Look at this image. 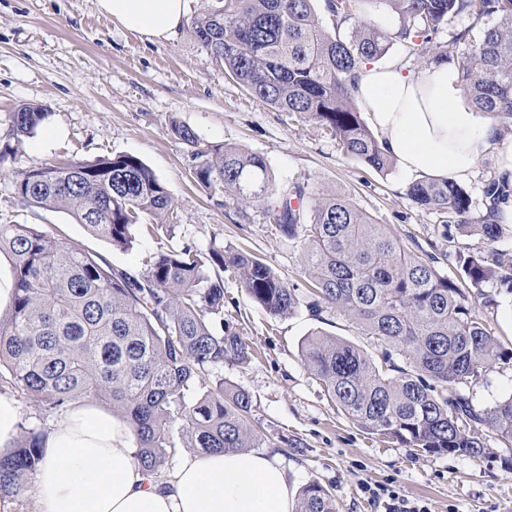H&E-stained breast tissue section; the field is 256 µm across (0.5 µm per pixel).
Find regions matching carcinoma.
I'll use <instances>...</instances> for the list:
<instances>
[{
    "label": "carcinoma",
    "mask_w": 512,
    "mask_h": 512,
    "mask_svg": "<svg viewBox=\"0 0 512 512\" xmlns=\"http://www.w3.org/2000/svg\"><path fill=\"white\" fill-rule=\"evenodd\" d=\"M314 0H208L189 31L216 65L252 96L280 112L327 128L338 148L377 171L395 158L380 147L353 96L362 65L399 43L409 56L455 66L474 111L512 126V0H326L332 29ZM398 18L392 31L356 18L357 6ZM488 20L481 35L452 55L433 42L448 18ZM47 113L24 105L11 116L15 142L36 132ZM190 149L195 181L240 207L267 206L270 223L295 244L309 277V311L343 314L368 337V350L321 331L301 344V361L346 415L376 435L408 448L479 458L487 434L512 449V396L491 407L474 404L466 387L495 365L512 364L485 320L468 304L492 282L512 293V256L455 252L462 282L439 272L448 252L432 241L413 250L376 224L350 198L312 193L309 213L292 206L307 195L297 185L269 202L273 183L265 158L236 146L203 147L187 126L172 128ZM15 198L28 208L63 211L120 248L135 234L171 236L173 200L138 157L70 160L15 174ZM407 196L442 215L443 236H477L490 247L503 233L498 203L505 185L485 187L489 204L474 217L467 189L424 177ZM13 262L14 296L0 316V368L48 412L72 402L112 404L132 427L136 463L151 475L182 449L212 453L261 448L248 424L251 395L216 387L193 401L212 368L250 359L239 334L224 329V271L238 274L253 300L272 315L296 312L300 300L261 257L190 244L148 254L138 274L90 252L71 249L28 224H0V251ZM43 433L25 432L12 455L0 457V496H17L43 458ZM295 512H336L330 492L305 485Z\"/></svg>",
    "instance_id": "1"
}]
</instances>
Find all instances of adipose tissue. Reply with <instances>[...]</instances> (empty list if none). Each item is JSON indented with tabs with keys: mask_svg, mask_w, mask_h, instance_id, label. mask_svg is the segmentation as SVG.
<instances>
[{
	"mask_svg": "<svg viewBox=\"0 0 512 512\" xmlns=\"http://www.w3.org/2000/svg\"><path fill=\"white\" fill-rule=\"evenodd\" d=\"M113 22L161 41L183 25L187 0H96ZM355 98L379 142L412 173L461 179L498 147L490 116L460 104L447 64L404 73L362 67ZM34 476L38 512H295L285 470L262 453L190 454L165 478L133 460L135 436L121 416L87 401L56 413Z\"/></svg>",
	"mask_w": 512,
	"mask_h": 512,
	"instance_id": "1",
	"label": "adipose tissue"
}]
</instances>
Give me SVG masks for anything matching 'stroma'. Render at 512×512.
I'll list each match as a JSON object with an SVG mask.
<instances>
[{"label":"stroma","instance_id":"obj_1","mask_svg":"<svg viewBox=\"0 0 512 512\" xmlns=\"http://www.w3.org/2000/svg\"><path fill=\"white\" fill-rule=\"evenodd\" d=\"M38 105L47 117L0 168V224H32L65 245L96 254L130 271L143 268L157 243L137 235L118 248L89 233L58 210L18 205L15 173L67 159L131 154L165 184L177 227L169 245L208 251L217 244L263 257L274 271L308 296V278L297 250L270 224L262 206L242 208L211 194L190 174L187 147L176 125L209 145L237 146L262 155L273 186L348 195L375 223L387 225L406 245L441 242L455 252L480 247L478 237L442 240L439 214L418 208L407 196L415 176L402 166L378 172L345 155L320 124L277 111L253 97L201 50L188 28L166 41H150L101 14L95 0H0V144L21 105ZM494 306L474 305L493 335L512 347V294L487 287ZM224 323L255 352L246 364H225L207 379L246 390L250 423L273 441L277 459L295 487L317 482L336 502V512H385L365 486L387 488L429 512H512V451L491 447L478 459L433 454L369 433L349 420L302 364L301 343L322 331L367 346L358 327L338 312L312 316L307 307L274 317L257 306L239 277L224 274ZM482 406L512 396V368L487 372L469 384ZM300 440L281 448V438Z\"/></svg>","mask_w":512,"mask_h":512}]
</instances>
